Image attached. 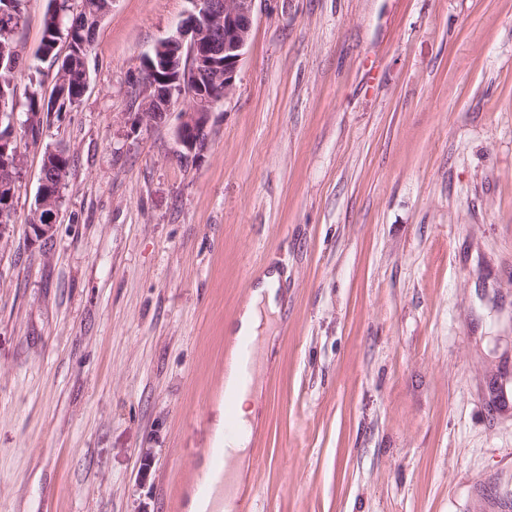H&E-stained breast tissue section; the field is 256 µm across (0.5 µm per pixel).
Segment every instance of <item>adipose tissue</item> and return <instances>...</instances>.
<instances>
[{"instance_id": "1", "label": "adipose tissue", "mask_w": 512, "mask_h": 512, "mask_svg": "<svg viewBox=\"0 0 512 512\" xmlns=\"http://www.w3.org/2000/svg\"><path fill=\"white\" fill-rule=\"evenodd\" d=\"M282 280L283 276L277 268L262 270L248 299L226 328L231 343L243 339L254 345L259 343L269 316L280 311ZM224 390L235 398L237 424L236 434L224 440L227 486L224 491L212 496H194L191 512H235L237 507V491L245 477L247 449L258 417V389L255 377H244L239 361L231 359L224 364Z\"/></svg>"}]
</instances>
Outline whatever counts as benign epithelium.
Wrapping results in <instances>:
<instances>
[{
    "label": "benign epithelium",
    "instance_id": "7a95c632",
    "mask_svg": "<svg viewBox=\"0 0 512 512\" xmlns=\"http://www.w3.org/2000/svg\"><path fill=\"white\" fill-rule=\"evenodd\" d=\"M257 0H189L191 9L176 34L166 41L180 46L188 54V62L197 65L186 70L181 78L182 93L178 101L186 104L179 113L175 128L176 153L199 155L200 143L209 141L211 111L216 103L206 95L197 79L198 68L215 67L223 62L224 97L234 88L239 66L245 56L254 23ZM135 112L128 114L127 134L134 135L141 128L167 122L172 104L165 103L160 82L141 73L137 85ZM57 209L51 197L38 194L33 216L44 217V223L35 224L40 237L54 231Z\"/></svg>",
    "mask_w": 512,
    "mask_h": 512
}]
</instances>
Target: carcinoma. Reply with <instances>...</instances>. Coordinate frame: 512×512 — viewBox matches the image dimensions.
<instances>
[{"label": "carcinoma", "mask_w": 512, "mask_h": 512, "mask_svg": "<svg viewBox=\"0 0 512 512\" xmlns=\"http://www.w3.org/2000/svg\"><path fill=\"white\" fill-rule=\"evenodd\" d=\"M108 0H49L44 16L43 37L38 54L51 56L57 64L51 96L44 97L36 87L28 93L25 134L37 139L43 133V115L50 112H68L76 106L87 84V57L96 31L105 15ZM23 0H0V99L13 107L14 73L19 66V55L13 35L23 18ZM68 42V53L57 58L58 41ZM202 84L215 99L220 100L224 89L223 76L212 72L202 76ZM70 157L62 150L45 153L42 171L50 194L61 199L64 184L55 181V172H68Z\"/></svg>", "instance_id": "carcinoma-1"}]
</instances>
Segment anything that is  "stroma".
Returning <instances> with one entry per match:
<instances>
[{
  "label": "stroma",
  "mask_w": 512,
  "mask_h": 512,
  "mask_svg": "<svg viewBox=\"0 0 512 512\" xmlns=\"http://www.w3.org/2000/svg\"><path fill=\"white\" fill-rule=\"evenodd\" d=\"M48 0H24L15 112ZM188 0H112L86 91L21 139L0 241V512H190L227 325L283 274L240 497L254 512H512V0H258L180 164L127 136ZM71 157L49 240L46 149ZM43 211H45V216H44L45 224H40V222L38 221V218L40 217V215ZM48 212H50V213H48ZM56 214H57V209L55 208V206L53 204L52 198L47 196L42 189L41 192L38 194L36 207L33 211V216L35 217V222L37 224L34 223V217L29 222V226L32 229V232L36 239H39L40 237L43 238V237L47 236L50 232L54 231L55 223H56ZM32 224L35 225L40 237L37 236L35 230L32 228Z\"/></svg>",
  "instance_id": "35a3bbf8"
}]
</instances>
